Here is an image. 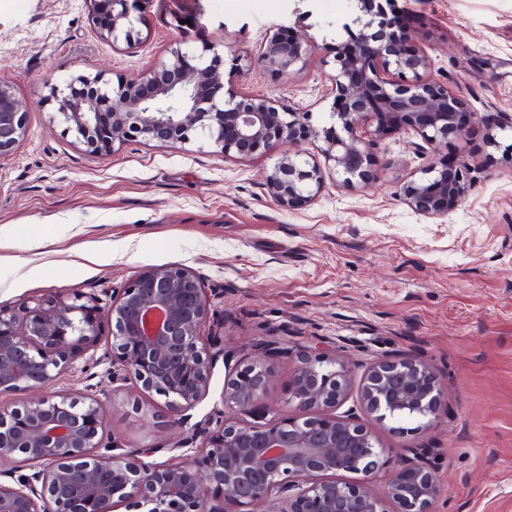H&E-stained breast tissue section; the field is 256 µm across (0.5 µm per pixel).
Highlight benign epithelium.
Masks as SVG:
<instances>
[{"mask_svg": "<svg viewBox=\"0 0 512 512\" xmlns=\"http://www.w3.org/2000/svg\"><path fill=\"white\" fill-rule=\"evenodd\" d=\"M142 0H90L98 36L117 46L134 41L131 8ZM358 37L339 45L329 77L335 107L330 123L313 113L252 94L224 97V63L211 45L187 49L177 43L158 68L112 83L97 73L47 85L52 120L96 156L127 141L186 144L202 139L230 157L263 153L273 142L321 143L327 169L343 184L366 182L376 159L371 145L411 130L422 154L436 153L460 135L467 112L463 99L426 74L427 56L415 39L398 37L387 21H364ZM306 36L269 34L250 65L285 73L302 59ZM26 109L12 82L0 78V155L27 135ZM512 127L493 123L486 145L503 150L512 165ZM467 160L455 168L433 161L403 187L405 203L427 217L455 210L470 188ZM265 185L284 208L312 201L323 186L321 168L295 152L265 172ZM211 302L200 278L180 265L144 269L103 310L112 324L109 350L92 361L107 362L112 380H132L162 397L169 425L182 438L169 446L129 452L104 440L105 420L95 385L81 394L42 393L58 375L94 346L96 308L47 295L16 310L0 309V395L27 393L19 406L0 404V512H254L283 495L278 512H434L440 495L429 449L415 458L393 452L394 466L382 493L369 482L348 484L336 473L366 475L378 468L384 449L356 421L326 413L346 398L347 368L321 354L300 357L291 399L299 417L255 423L245 415L266 391L269 372L247 366L224 384L222 408L191 422L209 390L211 353L203 342ZM365 410L380 420L432 421L448 413L445 392L430 367L414 358L381 359L361 383Z\"/></svg>", "mask_w": 512, "mask_h": 512, "instance_id": "1", "label": "benign epithelium"}]
</instances>
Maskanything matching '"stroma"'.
<instances>
[{"label": "stroma", "mask_w": 512, "mask_h": 512, "mask_svg": "<svg viewBox=\"0 0 512 512\" xmlns=\"http://www.w3.org/2000/svg\"><path fill=\"white\" fill-rule=\"evenodd\" d=\"M352 0H145L135 44L111 45L89 20L87 0H0V77L27 109L28 135L0 155V308L47 294L104 298L150 266L198 274L216 312L206 333L224 353L194 420L221 408L224 382L256 364L257 341L282 339L268 360L257 410L297 417L288 398L300 354L344 360L351 387L336 415H352L378 447L433 451L436 512H512V166L483 144L492 120L512 122V0H393L407 31L422 37L432 76L464 98V136L439 158L472 156L473 186L442 217L404 204V182L426 163L414 135L377 141L374 179L326 178L310 204L281 208L264 184L286 150L227 158L209 145L183 149L132 141L108 157L88 154L51 121L46 83L79 74L135 76L177 42L224 54V91L311 110L329 121V76ZM306 35L307 56L290 72L251 68L266 34ZM429 364L448 398L430 427L379 421L359 399L365 370L385 357ZM94 382L108 440L158 448L180 434L163 398L113 382L107 365L62 373L53 390Z\"/></svg>", "instance_id": "stroma-1"}]
</instances>
